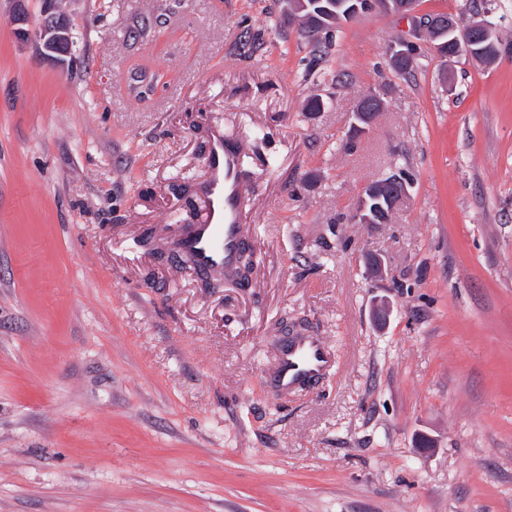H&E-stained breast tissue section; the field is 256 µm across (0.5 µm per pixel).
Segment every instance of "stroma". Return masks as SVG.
I'll return each instance as SVG.
<instances>
[{"mask_svg":"<svg viewBox=\"0 0 512 512\" xmlns=\"http://www.w3.org/2000/svg\"><path fill=\"white\" fill-rule=\"evenodd\" d=\"M43 7L0 0V512H512V0L495 61L423 39L407 75L382 11L319 60L280 0H55L60 65L13 20ZM213 126L252 174L245 288L176 246ZM287 322L336 364L281 397ZM401 183V184H400ZM388 187H396L398 190L397 192H392V196L394 197L392 199L393 204L391 205V209L394 207L398 199L404 195L407 191V186L404 183L403 180H401L397 175L394 177H385L382 179H379L378 182H375L373 184L367 185L364 190L362 191L361 197L358 202V206L356 208V211L354 213V221L358 224H372L371 217L368 214L367 209V200L365 197V193L367 192L370 195L379 193L381 191H385Z\"/></svg>","mask_w":512,"mask_h":512,"instance_id":"1","label":"stroma"}]
</instances>
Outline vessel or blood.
<instances>
[{
	"mask_svg": "<svg viewBox=\"0 0 512 512\" xmlns=\"http://www.w3.org/2000/svg\"><path fill=\"white\" fill-rule=\"evenodd\" d=\"M243 154L242 143L226 137L222 129L212 130L205 155L207 177L199 185L207 211L203 222L192 225L181 241L195 271L220 270L231 282H245L250 277L243 259L249 249ZM332 363L331 351L321 339L298 334L279 347L271 377L285 393L319 380Z\"/></svg>",
	"mask_w": 512,
	"mask_h": 512,
	"instance_id": "1",
	"label": "vessel or blood"
}]
</instances>
